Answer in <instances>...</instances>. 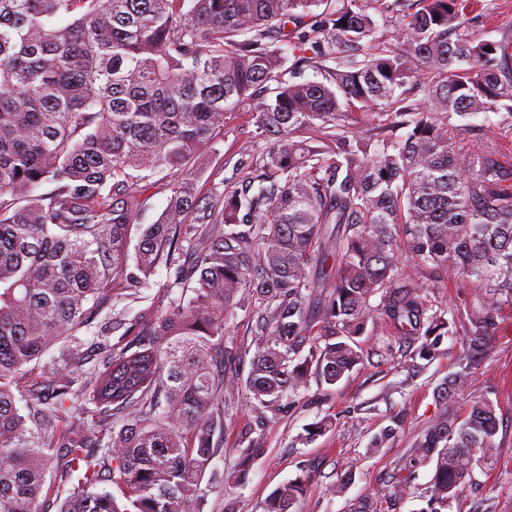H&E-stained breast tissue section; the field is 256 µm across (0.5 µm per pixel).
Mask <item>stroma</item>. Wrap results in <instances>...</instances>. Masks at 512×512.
Here are the masks:
<instances>
[{
  "instance_id": "stroma-1",
  "label": "stroma",
  "mask_w": 512,
  "mask_h": 512,
  "mask_svg": "<svg viewBox=\"0 0 512 512\" xmlns=\"http://www.w3.org/2000/svg\"><path fill=\"white\" fill-rule=\"evenodd\" d=\"M259 150L256 118L253 112L232 113L224 125V136L214 149L197 164L196 175L201 190L224 181L235 188L249 174V165ZM135 334L112 333L99 338L79 332L76 340H63L44 356L36 371L60 364L70 353H77L87 364L98 362L104 348L119 351L135 346ZM364 363L337 385L310 381L296 397L293 407L276 415L261 436V450L256 456L245 487L225 495L214 486V475L230 470L237 459V435L247 426L250 411L245 396L227 404L224 430V455L214 460V473L205 474L206 493L201 512H224L228 499H235L239 512H261L263 501L279 485L295 478L300 466L310 474L308 490L293 505V512H346L357 500L369 501L377 512H419L422 493L434 474L433 464L419 468L415 492L398 504H389L384 478L398 458L410 448L418 434L440 413L434 393L464 352L462 334L445 337L438 355L415 385L403 386V356L395 336L373 335L364 345ZM485 395L497 401L502 419L496 437L498 450L474 471V482L467 487L450 512H512V330L498 331L477 358V366L465 393L466 398ZM332 421L321 435L305 440V430L322 418ZM399 419L400 429L394 441L371 451L370 443L381 428ZM354 480L343 496H332L329 488L344 473Z\"/></svg>"
}]
</instances>
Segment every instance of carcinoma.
<instances>
[{
  "mask_svg": "<svg viewBox=\"0 0 512 512\" xmlns=\"http://www.w3.org/2000/svg\"><path fill=\"white\" fill-rule=\"evenodd\" d=\"M320 2L0 0V512H200L225 401L250 400L218 480L234 489L284 398L363 364L374 313L409 349L411 378L458 326L466 346L390 496L433 460L419 512H448L495 452L497 404H455L512 308V163L498 143L512 138V35L480 38L470 0H336L307 24ZM289 55L323 80L283 79ZM246 108L265 141L254 170L201 195L194 163ZM374 109L370 131L341 124ZM501 110L499 137L454 122ZM158 174L171 195L131 255ZM161 266L180 294L149 318H112L142 344L16 394L61 339L102 333L114 281L133 298ZM422 278L469 286V308H435ZM244 308L256 323L243 381L217 363L242 351L226 335ZM307 484L303 468L261 512H290Z\"/></svg>",
  "mask_w": 512,
  "mask_h": 512,
  "instance_id": "cac0c4a2",
  "label": "carcinoma"
}]
</instances>
